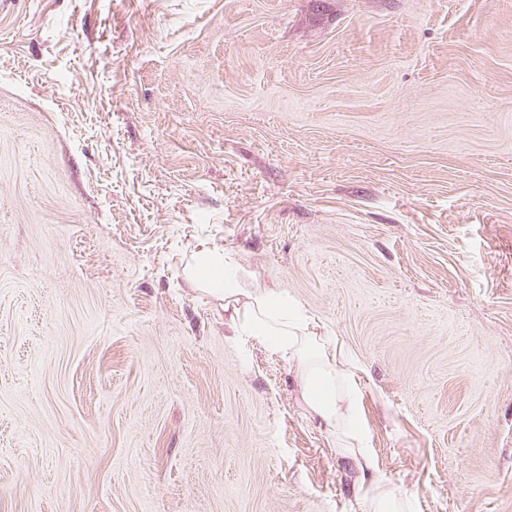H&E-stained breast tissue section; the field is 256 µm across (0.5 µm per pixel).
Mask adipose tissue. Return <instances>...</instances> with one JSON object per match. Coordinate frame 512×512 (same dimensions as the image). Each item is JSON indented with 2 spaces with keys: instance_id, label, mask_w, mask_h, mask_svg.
I'll use <instances>...</instances> for the list:
<instances>
[{
  "instance_id": "1",
  "label": "adipose tissue",
  "mask_w": 512,
  "mask_h": 512,
  "mask_svg": "<svg viewBox=\"0 0 512 512\" xmlns=\"http://www.w3.org/2000/svg\"><path fill=\"white\" fill-rule=\"evenodd\" d=\"M189 278L221 302L235 338L264 345L292 374L306 414L349 462L364 512H412L411 496L381 476L366 447L360 394L341 345L317 334L286 292L246 281L226 257L201 250Z\"/></svg>"
}]
</instances>
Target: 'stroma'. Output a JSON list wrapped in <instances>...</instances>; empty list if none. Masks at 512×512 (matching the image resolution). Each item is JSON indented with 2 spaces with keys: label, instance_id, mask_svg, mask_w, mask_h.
I'll return each instance as SVG.
<instances>
[{
  "label": "stroma",
  "instance_id": "stroma-1",
  "mask_svg": "<svg viewBox=\"0 0 512 512\" xmlns=\"http://www.w3.org/2000/svg\"><path fill=\"white\" fill-rule=\"evenodd\" d=\"M203 247L413 512H512V0H5L0 512H363ZM189 278L221 302L232 336L264 345L293 374L306 414L350 463L364 512H412L411 496L381 476L366 448L359 390L337 340L319 336L288 293L245 281L236 263L209 249L201 250Z\"/></svg>",
  "mask_w": 512,
  "mask_h": 512
}]
</instances>
